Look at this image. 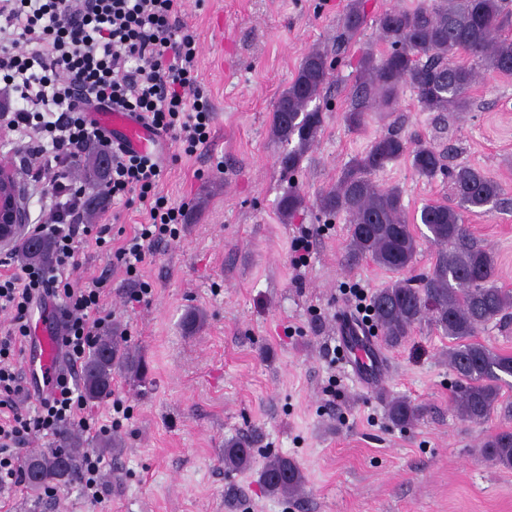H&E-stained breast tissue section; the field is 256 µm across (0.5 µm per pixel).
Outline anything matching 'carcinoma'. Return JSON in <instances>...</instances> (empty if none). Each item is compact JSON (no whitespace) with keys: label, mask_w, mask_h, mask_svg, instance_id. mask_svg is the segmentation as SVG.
Masks as SVG:
<instances>
[{"label":"carcinoma","mask_w":512,"mask_h":512,"mask_svg":"<svg viewBox=\"0 0 512 512\" xmlns=\"http://www.w3.org/2000/svg\"><path fill=\"white\" fill-rule=\"evenodd\" d=\"M512 23L509 0H419L413 9L390 8L376 20L379 41L388 49L363 53L351 108L343 120L352 131L361 130L369 108L392 112L400 91L408 85L424 112H462L470 107L469 92L480 71L512 74V39L503 35ZM365 24L360 0H350L343 36L352 40ZM466 55L471 63H459ZM333 68V61L319 51L302 60L291 84L275 100L271 131L284 146L279 156L281 170L295 174L306 153L317 142L324 124L320 107L311 103L320 97ZM402 157L409 159L415 174L427 180L441 174L448 178L456 205L432 203L420 210L426 239L438 247L432 271L419 285L409 278L396 279L378 289L371 301L372 324L380 328L384 343L400 344L418 325L429 322L439 328L452 345L448 367L454 373V409L464 421L488 422L495 414L512 418V404L501 401L502 389L512 383V354L500 353L473 341L494 322L512 316V290L498 285L497 266L491 250L472 235L464 213L485 209L490 213L502 204L501 184L484 171L468 165L445 164V155L432 145L417 141L408 145L399 134L387 132L373 139L366 152L341 171L336 185L320 194V210L343 214L349 224L350 247L369 255L381 267L401 273L410 268L417 252L413 225L408 223L397 187L382 188L371 175ZM86 177L100 182L104 171L98 150H86ZM305 198L293 187L278 199L277 208L288 221L304 208ZM26 262H47L52 246L48 239L24 237L13 246ZM124 367L137 376L140 363L125 351L120 336L106 331L94 343L84 365V396L101 399L111 393L112 373ZM421 409L395 397L388 403V418L406 427L420 419ZM484 459L512 468V430L502 428L482 444ZM84 449L65 436L59 447L31 455L37 460L43 482L29 486L38 491L52 482L71 484L79 479ZM254 449L242 440L224 445V466L248 469ZM259 480L272 494H292L304 484L296 462L282 455L265 457Z\"/></svg>","instance_id":"cac0c4a2"}]
</instances>
